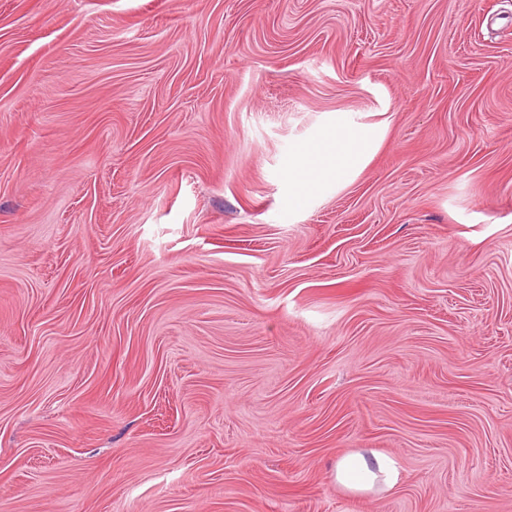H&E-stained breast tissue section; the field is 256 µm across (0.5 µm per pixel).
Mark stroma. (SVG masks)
I'll use <instances>...</instances> for the list:
<instances>
[{
	"mask_svg": "<svg viewBox=\"0 0 512 512\" xmlns=\"http://www.w3.org/2000/svg\"><path fill=\"white\" fill-rule=\"evenodd\" d=\"M0 512H512V0H0ZM381 136L379 127L336 113L320 135L300 144L288 158L289 207H301L317 193L353 181L367 166ZM336 485L351 494H364L375 489L395 488L399 472L395 461L383 454L362 452L347 454L338 460L329 473Z\"/></svg>",
	"mask_w": 512,
	"mask_h": 512,
	"instance_id": "obj_1",
	"label": "stroma"
}]
</instances>
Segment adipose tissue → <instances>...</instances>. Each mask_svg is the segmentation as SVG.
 <instances>
[{
	"label": "adipose tissue",
	"instance_id": "obj_1",
	"mask_svg": "<svg viewBox=\"0 0 512 512\" xmlns=\"http://www.w3.org/2000/svg\"><path fill=\"white\" fill-rule=\"evenodd\" d=\"M382 132L374 125L355 123L337 113L320 135L300 144L288 159V205L298 208L317 193L344 187L367 166ZM337 486L352 494L395 488L399 472L395 461L383 454L360 452L339 458L329 473Z\"/></svg>",
	"mask_w": 512,
	"mask_h": 512
}]
</instances>
